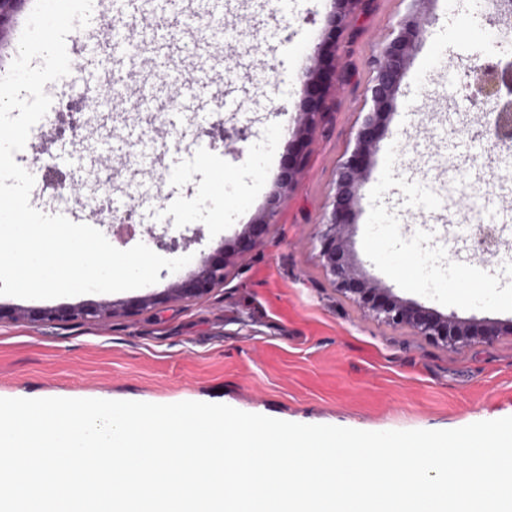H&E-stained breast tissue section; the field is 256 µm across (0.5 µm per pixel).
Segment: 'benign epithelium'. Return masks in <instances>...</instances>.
Listing matches in <instances>:
<instances>
[{"instance_id":"obj_1","label":"benign epithelium","mask_w":512,"mask_h":512,"mask_svg":"<svg viewBox=\"0 0 512 512\" xmlns=\"http://www.w3.org/2000/svg\"><path fill=\"white\" fill-rule=\"evenodd\" d=\"M355 0H336L337 10L318 49V61L336 54V40L345 23L346 11ZM415 9L398 25L396 34L385 38L378 55L372 60L373 77L367 87L371 107L363 116L355 136L350 155L336 169L334 194L328 205L325 220L318 225L316 241L319 244V260L328 281L344 297L356 303L370 318L394 328H407L415 335L444 345H455L479 340L492 343L499 337L512 335V323L502 324L490 318L462 321L442 315L416 302L396 296L391 289L382 288L361 272L348 248L349 227L355 205L364 185L371 157L384 136L389 119V106L394 99L409 54L420 41L427 18L420 5L426 0H412ZM26 0H0V48L8 45L5 31ZM332 77L325 66L310 68L305 72L306 86L315 89L309 94L302 111L300 131L313 133L321 116L320 94L316 90ZM512 87V63L499 69L490 79L480 83L487 97H498L501 87ZM495 134L502 142H512V101L500 104L494 121ZM305 162V153L293 155L282 171L278 182L283 188L290 187ZM274 210L244 226L231 245L224 244L210 255L197 260V268L190 276L173 281L162 294H151L131 300L89 301L77 306L46 307L18 310L0 305V321L27 318L33 322L54 324L69 320H82L99 326L107 325L118 314L130 315L143 312L170 300L192 301L212 290L224 286L230 259L255 248L269 228V218Z\"/></svg>"}]
</instances>
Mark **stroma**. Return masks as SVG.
I'll use <instances>...</instances> for the list:
<instances>
[{"mask_svg":"<svg viewBox=\"0 0 512 512\" xmlns=\"http://www.w3.org/2000/svg\"><path fill=\"white\" fill-rule=\"evenodd\" d=\"M411 7L410 0H357L336 51L339 80L323 91V113L303 168L287 190L277 176L297 147L295 131L314 64L335 10L333 0H136L123 16L134 49L151 64L148 27L161 24L177 47L208 43L228 77L246 75L241 105L197 118L175 111L176 95L158 87L161 110L142 118L134 99L107 118L83 111L94 85L53 89V103L82 110L77 137L39 132L42 159L90 197L110 195L133 209L131 231L99 229L116 248L149 242L165 221L171 236L190 237L187 251L209 254L233 243L273 197L281 204L263 241L234 259L223 287L113 318L45 325L0 321V398L197 401L303 424L366 431L447 430L512 416V337L444 346L370 319L325 277L314 238L334 192L336 167L354 147L370 108L369 58ZM220 11L232 41L209 40ZM428 23L390 108L385 138L354 208L350 250L364 275L401 298L461 320L512 321V223L499 224V249L483 257L475 227L484 214L471 196L491 189L512 201V167L501 161L490 117L465 95L468 69L493 51L496 31L481 0H426ZM151 137L155 166L138 142L112 131ZM482 133L474 157L468 137ZM111 149V186L88 158ZM189 179L165 214L166 167ZM425 185L418 206L410 189Z\"/></svg>","mask_w":512,"mask_h":512,"instance_id":"1","label":"stroma"}]
</instances>
